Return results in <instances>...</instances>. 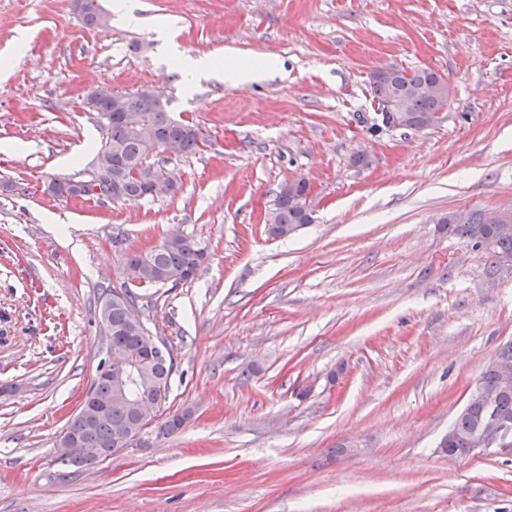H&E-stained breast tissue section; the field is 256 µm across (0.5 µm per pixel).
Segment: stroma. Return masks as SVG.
Masks as SVG:
<instances>
[{"label":"stroma","instance_id":"35a3bbf8","mask_svg":"<svg viewBox=\"0 0 512 512\" xmlns=\"http://www.w3.org/2000/svg\"><path fill=\"white\" fill-rule=\"evenodd\" d=\"M113 2L98 29L74 0H0V512H512V449H439L512 342V271L446 226L512 209V0H125L137 26ZM159 21L186 55L279 68L192 79ZM387 67L443 74L445 118L374 130L369 73ZM145 85L206 133L171 162L179 193L48 194L106 140L87 94ZM301 177L313 223L270 237L262 213ZM175 229L209 259L137 287V307L173 355L164 410L192 417L61 466L104 353L100 290ZM276 67V62L240 63L229 60L224 64V81L230 84H247L264 76Z\"/></svg>","mask_w":512,"mask_h":512}]
</instances>
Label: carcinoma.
Segmentation results:
<instances>
[{
	"mask_svg": "<svg viewBox=\"0 0 512 512\" xmlns=\"http://www.w3.org/2000/svg\"><path fill=\"white\" fill-rule=\"evenodd\" d=\"M79 9L83 21L90 27L101 26L103 13L97 0H80ZM389 80L399 104L413 121H419L440 108V101L436 98L420 95L415 89L422 85H433L439 82L437 71L422 67L406 70L400 67L389 68ZM118 100L108 105L112 109V119L105 122L107 139L97 157L101 158L107 152H112V158H120L122 165L112 164V169L101 174L91 173L88 178H80L81 192L85 200L98 203L112 200V187L120 186L123 199L145 198L148 181L160 170L161 164L149 161L151 151L149 142L144 140L137 129L124 115L128 114L149 126L152 132V141L155 143H173L178 146L180 155H188L200 147L196 125L180 122L166 117L163 105L154 92V88L146 86L134 93H117ZM303 188H288L281 186L276 194L272 209L274 221L268 225V232L275 238L289 237L292 232L312 223L313 218L308 216L298 206L297 199L302 195ZM452 232L466 239L472 246L482 250L496 266L502 259L512 260V223L485 224L482 220V211H472L466 214L465 219L458 217L448 222ZM205 248L191 237L172 240L156 249L146 253L133 251L123 254L125 273H131L141 282L157 284L168 282L179 285L192 280L204 264ZM98 320H106L109 326L116 329L112 336V343L124 347L129 354L134 355L141 351L149 331L144 324H136L129 318L126 304L114 303L107 314L97 311ZM173 358L158 357L148 368L154 382L163 387V399H168L170 381L173 373ZM479 386L493 395L495 411L505 418L512 420V387L502 388L499 376L493 367H488L481 374ZM149 393L146 402L138 408H130L124 404H112V414L83 420L75 417L69 420L70 429L81 434L87 448H110L112 434L115 429L125 423L133 422L139 418L140 412L150 415V421L161 416L163 404L153 406L158 396V390L152 386L144 389L133 387L130 393L138 394L141 391ZM191 418V412L185 410L175 414L157 425L158 433L170 435L181 428ZM485 418L483 403L469 397L467 403L457 414L452 423L446 447L458 449L460 454L469 452L471 437L482 427Z\"/></svg>",
	"mask_w": 512,
	"mask_h": 512,
	"instance_id": "carcinoma-1",
	"label": "carcinoma"
}]
</instances>
